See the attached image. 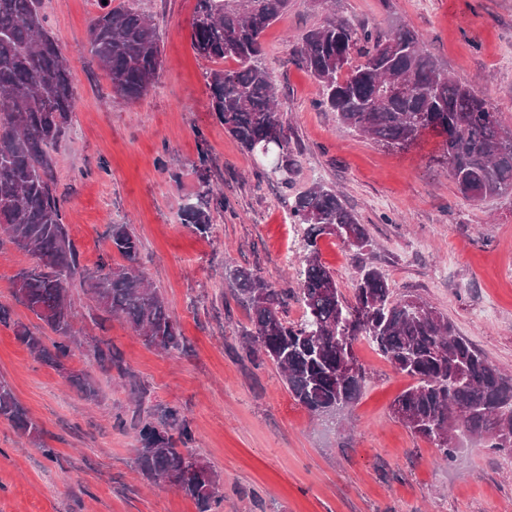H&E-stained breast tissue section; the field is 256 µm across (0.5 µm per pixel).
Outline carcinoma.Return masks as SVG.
<instances>
[{
  "mask_svg": "<svg viewBox=\"0 0 512 512\" xmlns=\"http://www.w3.org/2000/svg\"><path fill=\"white\" fill-rule=\"evenodd\" d=\"M289 0H197L191 21L195 51L207 60H233V69L205 72L211 108L224 131L242 150L277 158L280 170L263 166L258 179L290 183L297 167L288 124L281 115L271 72L263 64V34L287 10ZM87 30L90 52L112 83L114 95L142 97L162 65L158 27L136 0H112ZM288 62L319 86L316 106L338 115L340 129L370 137L386 148L406 149L422 135L441 138L457 192L479 202L512 195V132L495 106L477 88L456 80L427 52L418 34L404 24L374 32L330 13L295 42ZM77 102L62 47L48 28L42 0H0V247L11 244L36 258L12 279V296L50 328L59 340L48 346L27 326L14 324L17 342L62 374L89 402L98 392L89 376L66 369L82 345L72 331L69 285L79 287L96 308L125 320L155 348L179 343L177 321L165 298L140 269V241L127 224L112 225V251L127 264L106 263L90 272L63 222L53 172L54 149L66 135ZM202 189L182 212V223L205 234L212 225L215 192L206 160L200 159ZM288 219L305 226L304 254L296 270L302 317L284 318L281 292L247 268L230 276L246 303L255 354L282 372L288 393L310 414L333 417L354 404L366 369L346 377L337 366L342 343L353 348L365 336L395 371L414 380L391 405L392 415L414 435L452 462L466 443L512 454L499 438L512 439V376L501 372L437 308L415 298L395 297L383 273L366 266L345 298L333 272L321 261L318 240L333 236L363 254L372 239L336 189L313 183L288 205ZM103 369L128 375L111 347L97 348ZM0 420L31 442L43 428L0 380ZM136 463L157 484L198 458L187 445L191 433L179 412L166 420L138 424ZM178 490L198 512H220L224 495L209 465Z\"/></svg>",
  "mask_w": 512,
  "mask_h": 512,
  "instance_id": "1",
  "label": "carcinoma"
}]
</instances>
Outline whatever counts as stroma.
I'll use <instances>...</instances> for the list:
<instances>
[{"label":"stroma","mask_w":512,"mask_h":512,"mask_svg":"<svg viewBox=\"0 0 512 512\" xmlns=\"http://www.w3.org/2000/svg\"><path fill=\"white\" fill-rule=\"evenodd\" d=\"M196 3L138 0L158 25L163 63L147 94L124 101L113 97L87 44L97 0H43L78 94L53 158L81 263L91 271L105 257L119 263L109 228L130 225L141 242V270L166 298L181 341L167 351L148 346L71 287L72 325L83 344L67 366L94 380L99 398L90 404L20 345L11 325L0 324V379L44 429L35 445L0 421V512H197L190 497L156 487L135 464V425L164 421L172 407L191 428L194 453L220 476L224 512H512V456L475 445L440 461L391 412L410 378L364 338L354 343L366 369L358 401L333 420L310 415L279 369L246 347L252 325L228 276L236 266L255 270L283 293L288 320H298L302 230L289 223L287 201L325 183L342 191L373 240L360 256L334 237L319 240L344 295L352 296L362 264L375 265L395 295L429 301L512 375V199L466 202L433 135L397 152L340 130L336 113L317 109L316 82L288 61L292 40L324 19L313 0H291L263 36L264 63L299 156L292 185L257 181L255 158L210 110V63L191 45ZM328 3L374 30L413 29L512 129V0ZM202 160L224 196L205 234L181 220L200 188ZM30 261L0 248V305L13 322L43 334L46 326L11 294L14 273ZM102 341L145 389L143 402L116 372L101 369L95 351Z\"/></svg>","instance_id":"35a3bbf8"}]
</instances>
